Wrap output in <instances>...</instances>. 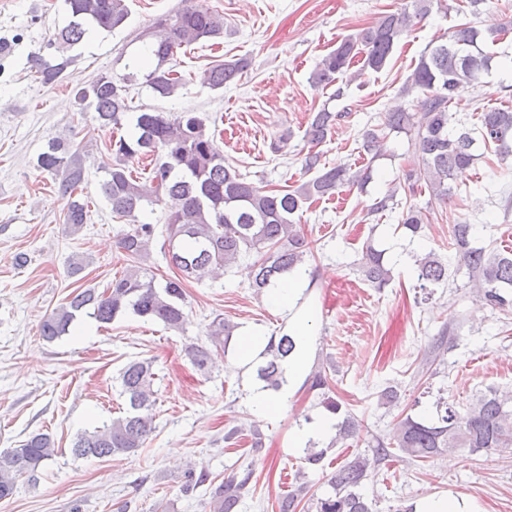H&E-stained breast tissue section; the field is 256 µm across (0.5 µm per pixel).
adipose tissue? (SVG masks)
<instances>
[{"mask_svg":"<svg viewBox=\"0 0 512 512\" xmlns=\"http://www.w3.org/2000/svg\"><path fill=\"white\" fill-rule=\"evenodd\" d=\"M307 275L295 269L280 279L267 293V303L288 318V333L296 342V350L285 365L284 393L297 390L305 380L313 359L314 340L310 326L314 318L312 306L304 299Z\"/></svg>","mask_w":512,"mask_h":512,"instance_id":"ef3b65f1","label":"adipose tissue"}]
</instances>
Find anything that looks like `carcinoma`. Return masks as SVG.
I'll use <instances>...</instances> for the list:
<instances>
[{
  "label": "carcinoma",
  "instance_id": "cac0c4a2",
  "mask_svg": "<svg viewBox=\"0 0 512 512\" xmlns=\"http://www.w3.org/2000/svg\"><path fill=\"white\" fill-rule=\"evenodd\" d=\"M72 20L58 30L53 41L55 58L32 59V69L39 82L54 85L65 78L72 63L67 52L79 44L93 28L108 32L124 27L130 10L127 0H64ZM412 10L403 9L381 16L375 24L341 40L323 56L311 72L316 86L336 84L356 57L361 70L379 71L385 67L394 47L404 33L425 18L431 0H412ZM506 28L495 24L480 31L467 24L456 26L451 39L429 47L402 88L425 96L423 111L408 112L399 107L385 115V128L408 138V148L416 157V167L405 174L403 191L414 197L425 188L433 199L447 202L452 196L451 182L472 166L479 146L494 147L501 156L512 154V106L480 107L472 129L453 126L452 104L455 98L492 70L494 55L484 51L486 41L496 42ZM224 37V15L199 0H184L182 8L157 16L141 33L149 40L155 64L145 75V84L160 97H171L182 87V78L166 67L184 45L214 41ZM246 58L215 64L206 69L201 83L221 90L238 80L249 68ZM78 105L94 107L101 128H120L131 120L133 133L113 144L115 160L101 183V191L112 214L130 221V230L118 238V248L132 265L115 276L99 292L94 288H75L40 325L41 336L54 341L69 332L82 314L100 323L133 315L160 321L167 328L179 330L186 322L184 312L186 284L216 279L240 260L254 257L250 288L258 295L289 271L313 255V244L294 215L307 203L330 198L346 185L366 184L371 169L354 173L347 168L321 165L318 153L304 157V167L315 175L294 189L265 191L245 181L241 174L224 164L206 119L194 112H157L141 110L130 115L125 80L100 73L88 82L76 84ZM346 117L344 112L322 108L312 118L306 137L318 144ZM362 148L370 161L381 156L382 140L376 129L362 133ZM155 158L150 184H141L129 170L132 160ZM37 168L51 176L58 194L68 198L65 223L76 229L86 223L89 205L79 199L78 190L85 181V155L66 139L50 140L37 157ZM182 201L165 222L161 245L173 276L156 282L139 260L149 254L157 238V225L139 221V214L163 198ZM427 215L411 203L403 209L399 227L411 237L423 236ZM452 241L465 266L479 300L502 311L512 307V253L494 252L475 245L472 225L463 221L453 225ZM360 271L363 280L381 289L392 281V267L386 250L372 240L362 248ZM414 272L419 287L440 288L448 284V265L429 252L415 257ZM235 325L215 317L207 328L210 345H191L186 354L191 363L207 373L213 361L210 347L229 348ZM295 342L287 334L272 336L258 358L256 379L262 388L277 392L283 383L282 364L294 350ZM151 363L133 360L120 372L122 394L128 408L123 415L92 431L78 435L72 451L77 457L106 458L131 455L143 447L154 431ZM307 384L321 394L320 404L336 415L341 405L328 394L329 377L325 368L312 373ZM358 423L348 417L336 424V436L329 446L316 448L312 442L305 449V463L320 465L328 450L338 443L359 439ZM372 456L357 454L338 467L327 480L329 490L320 496L311 494L309 485L298 483L279 504V512H295L305 503L315 512H373L372 502L358 487L372 470L398 449L413 461H425L447 452L512 448V392L491 391L465 411L447 405L436 422H423L407 415L400 418L389 439L375 438ZM56 456L55 443L45 433L30 435L17 448L0 452V499L13 495L17 481L27 476L37 482L39 471ZM253 469L246 467L224 482L210 488L211 512H235L250 493Z\"/></svg>",
  "mask_w": 512,
  "mask_h": 512
}]
</instances>
